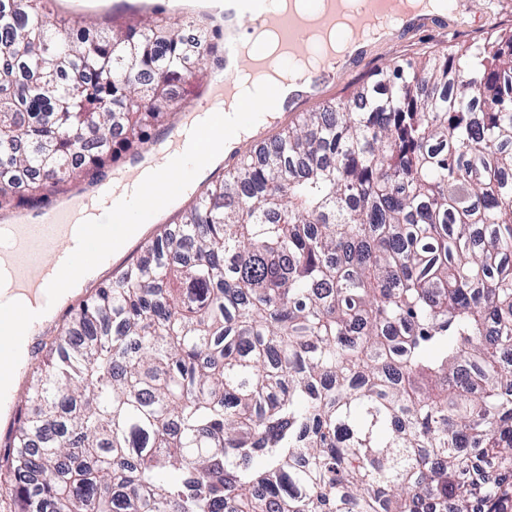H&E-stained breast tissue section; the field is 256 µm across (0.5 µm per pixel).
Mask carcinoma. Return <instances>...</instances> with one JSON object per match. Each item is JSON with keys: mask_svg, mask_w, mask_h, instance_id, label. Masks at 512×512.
<instances>
[{"mask_svg": "<svg viewBox=\"0 0 512 512\" xmlns=\"http://www.w3.org/2000/svg\"><path fill=\"white\" fill-rule=\"evenodd\" d=\"M0 0V209L94 180L205 69L201 33ZM512 30L328 101L49 345L14 512H512ZM491 461L500 480L473 478Z\"/></svg>", "mask_w": 512, "mask_h": 512, "instance_id": "cac0c4a2", "label": "carcinoma"}]
</instances>
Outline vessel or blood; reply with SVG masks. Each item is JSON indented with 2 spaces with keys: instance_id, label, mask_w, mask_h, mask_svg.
<instances>
[{
  "instance_id": "b4317fda",
  "label": "vessel or blood",
  "mask_w": 512,
  "mask_h": 512,
  "mask_svg": "<svg viewBox=\"0 0 512 512\" xmlns=\"http://www.w3.org/2000/svg\"><path fill=\"white\" fill-rule=\"evenodd\" d=\"M253 27L274 31L287 50H307L306 18L288 12H272L266 0H244ZM169 0H113L100 15L103 23L125 27L144 14H165ZM199 18L209 35V47L217 55L211 70L191 84V94L180 105L172 121L155 133L135 152L113 165L104 176L70 193L49 197L38 209L15 211L0 218V302L18 301L38 317L30 325L22 344V359L14 373L11 391L0 403V433L8 434L17 420L15 395L25 384L28 366L39 337L50 317L64 313L61 304H48L46 288L77 245V228L87 217L110 209L121 199L120 186L130 185L146 166H165L183 153L188 143L184 129L190 120L204 112H223L224 104L234 95L236 75L247 70L269 69L273 59L263 46L254 45L249 53H237L231 33L240 26V16L231 11L203 12ZM293 106L282 107L273 118H260L251 136L236 140L225 151L224 160L211 172L221 177L237 164L250 148L265 141L276 125L287 121ZM51 251V261H44V251Z\"/></svg>"
}]
</instances>
